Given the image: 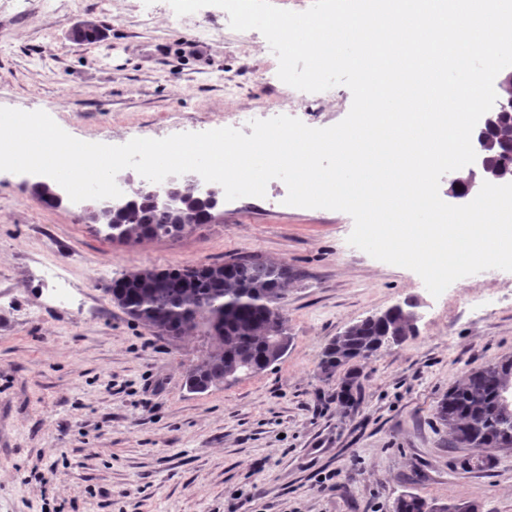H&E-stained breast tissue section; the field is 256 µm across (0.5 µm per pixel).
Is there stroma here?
<instances>
[{
	"mask_svg": "<svg viewBox=\"0 0 512 512\" xmlns=\"http://www.w3.org/2000/svg\"><path fill=\"white\" fill-rule=\"evenodd\" d=\"M0 0V107L42 110L71 136L122 145L233 126L251 112L324 128L352 94L277 76L256 30L167 0ZM99 24L84 41L81 23ZM242 197L179 239L130 243L0 172V512H394L414 495L512 512V450L461 471L435 410L472 368L512 358V272L432 296L414 271L348 244L352 217ZM257 256L287 263L293 343L263 372L197 393L203 347L132 320L104 288L137 268ZM413 298L417 333L363 361L350 400L318 367L349 325Z\"/></svg>",
	"mask_w": 512,
	"mask_h": 512,
	"instance_id": "35a3bbf8",
	"label": "stroma"
}]
</instances>
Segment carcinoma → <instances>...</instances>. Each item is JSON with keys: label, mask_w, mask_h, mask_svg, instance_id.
Segmentation results:
<instances>
[{"label": "carcinoma", "mask_w": 512, "mask_h": 512, "mask_svg": "<svg viewBox=\"0 0 512 512\" xmlns=\"http://www.w3.org/2000/svg\"><path fill=\"white\" fill-rule=\"evenodd\" d=\"M480 139L498 170L497 183L512 182V155L502 149L512 140V119L486 129ZM212 217L209 205L170 209L135 193L120 202L107 229L110 238L125 242L177 238L188 228L210 223ZM291 278L286 264L231 258L195 267L138 269L113 280L107 292L130 318L173 339L207 327L210 345L186 372L189 390L204 392L236 382L241 374H258L285 356L292 337L282 300ZM414 335L408 316L399 310L383 319L366 317L324 347L319 367L332 375L345 370L343 392L349 396L355 383L349 365L388 337L401 342ZM435 415L448 426L455 443L488 451L464 458L463 471L492 466L495 456L490 451L512 443V359L470 370L448 390ZM396 512H462V506H435L404 495Z\"/></svg>", "instance_id": "obj_1"}]
</instances>
